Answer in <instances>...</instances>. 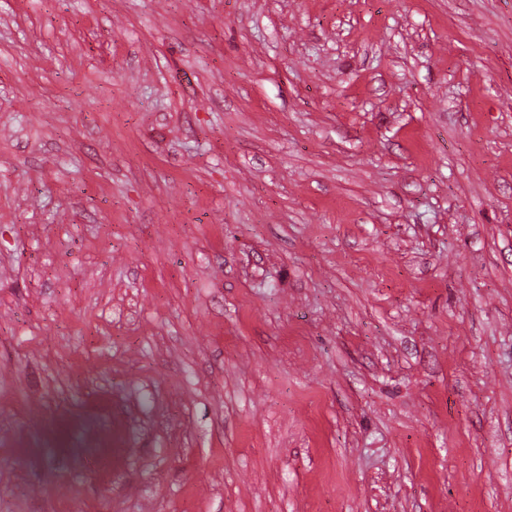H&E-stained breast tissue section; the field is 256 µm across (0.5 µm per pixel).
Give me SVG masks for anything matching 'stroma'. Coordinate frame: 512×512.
I'll use <instances>...</instances> for the list:
<instances>
[{
    "label": "stroma",
    "instance_id": "stroma-1",
    "mask_svg": "<svg viewBox=\"0 0 512 512\" xmlns=\"http://www.w3.org/2000/svg\"><path fill=\"white\" fill-rule=\"evenodd\" d=\"M0 512H512V0H0Z\"/></svg>",
    "mask_w": 512,
    "mask_h": 512
}]
</instances>
